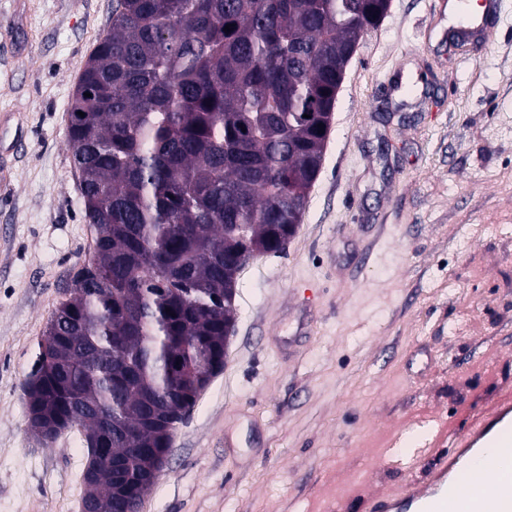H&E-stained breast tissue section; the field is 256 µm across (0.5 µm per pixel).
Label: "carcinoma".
Instances as JSON below:
<instances>
[{
	"label": "carcinoma",
	"instance_id": "1",
	"mask_svg": "<svg viewBox=\"0 0 512 512\" xmlns=\"http://www.w3.org/2000/svg\"><path fill=\"white\" fill-rule=\"evenodd\" d=\"M382 0H117L69 106L95 244L23 385L32 432L79 426L93 512H140L201 361L224 363L241 254L279 253L321 168L346 50ZM233 28L226 32L224 28ZM90 96H85V93Z\"/></svg>",
	"mask_w": 512,
	"mask_h": 512
}]
</instances>
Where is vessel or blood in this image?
I'll return each instance as SVG.
<instances>
[{
  "mask_svg": "<svg viewBox=\"0 0 512 512\" xmlns=\"http://www.w3.org/2000/svg\"><path fill=\"white\" fill-rule=\"evenodd\" d=\"M481 463L487 488L467 492L464 479ZM368 512H512V400L454 435L427 481L370 499Z\"/></svg>",
  "mask_w": 512,
  "mask_h": 512,
  "instance_id": "obj_1",
  "label": "vessel or blood"
}]
</instances>
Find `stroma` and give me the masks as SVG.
I'll return each mask as SVG.
<instances>
[{
    "label": "stroma",
    "instance_id": "obj_1",
    "mask_svg": "<svg viewBox=\"0 0 512 512\" xmlns=\"http://www.w3.org/2000/svg\"><path fill=\"white\" fill-rule=\"evenodd\" d=\"M115 0H0V512H81L78 429L44 442L22 385L93 245L68 141ZM450 0H391L339 89L287 250L237 275L224 369L177 423L140 512H316L379 450L512 391V0L461 51Z\"/></svg>",
    "mask_w": 512,
    "mask_h": 512
}]
</instances>
